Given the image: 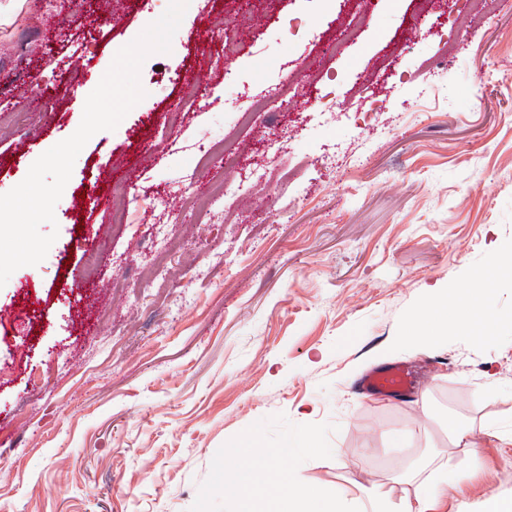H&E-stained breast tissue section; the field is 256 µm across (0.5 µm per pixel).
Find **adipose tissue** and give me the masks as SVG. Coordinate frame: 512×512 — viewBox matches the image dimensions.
Here are the masks:
<instances>
[{"instance_id":"obj_1","label":"adipose tissue","mask_w":512,"mask_h":512,"mask_svg":"<svg viewBox=\"0 0 512 512\" xmlns=\"http://www.w3.org/2000/svg\"><path fill=\"white\" fill-rule=\"evenodd\" d=\"M484 286L482 278L470 280L456 298L437 288L432 307L411 315L395 344L414 348L443 342L471 321L466 303L469 295ZM448 437L468 450L462 468L447 467L444 449L402 465L387 491L366 490L352 496L340 485L314 482L285 468L267 464L256 440L245 448L224 452V494L234 499L237 512H439L449 492L466 495L482 467L473 425L459 418L448 421Z\"/></svg>"}]
</instances>
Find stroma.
Returning a JSON list of instances; mask_svg holds the SVG:
<instances>
[{
  "mask_svg": "<svg viewBox=\"0 0 512 512\" xmlns=\"http://www.w3.org/2000/svg\"><path fill=\"white\" fill-rule=\"evenodd\" d=\"M228 4L190 0L171 52L141 67L145 98L77 156L40 227L58 234L46 258L0 287V512H232L224 450L245 437L352 491L432 444L464 466L452 415L481 426L484 467L444 512L512 499V447L484 428L512 421V339L481 328L512 319L492 268L512 254V0L484 18L473 0H243L222 61L211 19ZM167 7L0 0V194L77 130L116 52ZM256 97L269 110L241 123ZM28 110L36 127L13 128ZM218 184L231 218L186 206L183 190ZM159 229L181 242L162 265ZM476 276L469 327L390 351L436 285ZM396 364L407 393L359 391ZM304 431L322 453L281 456Z\"/></svg>",
  "mask_w": 512,
  "mask_h": 512,
  "instance_id": "stroma-1",
  "label": "stroma"
}]
</instances>
